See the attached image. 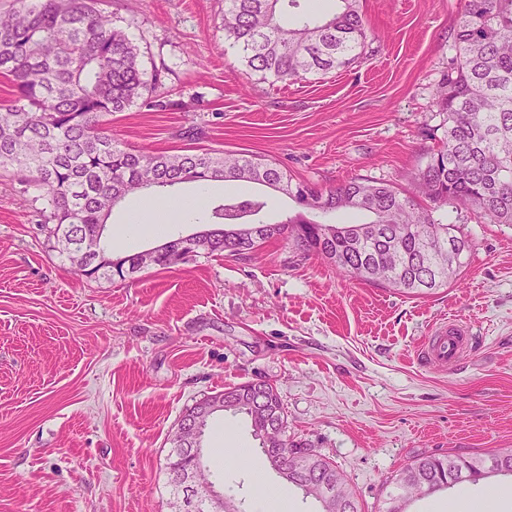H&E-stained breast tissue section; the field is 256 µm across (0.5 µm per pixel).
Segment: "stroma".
<instances>
[{"mask_svg":"<svg viewBox=\"0 0 512 512\" xmlns=\"http://www.w3.org/2000/svg\"><path fill=\"white\" fill-rule=\"evenodd\" d=\"M462 4L362 0L363 55L286 86L245 78L224 0H97L172 103L136 104L107 126L135 150L261 155L321 187L360 177L411 189L445 119L433 93ZM254 190L185 188L171 234L202 231V202ZM44 194L0 175V512H172L166 463L183 412L257 378L277 387L289 435L333 459L368 508L422 451L512 449V225L442 208L473 250L456 282L422 296L345 277L283 240L89 281L40 233ZM142 201L114 209L113 255L162 244L132 222ZM445 318L480 344L435 372L416 353ZM258 445L246 415L210 422L204 454L225 497L245 512H267L272 495L315 512Z\"/></svg>","mask_w":512,"mask_h":512,"instance_id":"1","label":"stroma"}]
</instances>
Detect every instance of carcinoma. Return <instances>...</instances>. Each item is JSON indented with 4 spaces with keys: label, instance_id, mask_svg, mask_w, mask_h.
<instances>
[{
    "label": "carcinoma",
    "instance_id": "carcinoma-1",
    "mask_svg": "<svg viewBox=\"0 0 512 512\" xmlns=\"http://www.w3.org/2000/svg\"><path fill=\"white\" fill-rule=\"evenodd\" d=\"M300 0H224V35L239 47L246 77L288 84L352 65L367 44L359 0H338L339 11L295 27L282 22L280 6ZM141 49L95 0H17L0 16V75L14 87L0 100V168L46 190L41 231L87 280L124 281L140 271L138 255L117 256L106 265L79 260L101 243L114 208L152 189L166 202L183 184L239 181L271 188L303 211L284 222L267 220L269 203L258 194L229 196L211 206L213 228L191 236L193 255L246 257L266 242L288 238L302 254L325 258L340 274L402 293L429 292L450 284L471 251V241L434 213L452 206L478 223L512 224V0H464L454 55L435 88L446 114L441 147L418 171L414 192L367 179L321 189L296 180L263 156L217 155L191 150L144 152L123 146L106 118L137 101L163 111L172 103L152 99L157 71L141 67ZM367 217L333 224L331 215ZM185 240L157 246L156 267L186 260ZM224 410L250 417L270 469L276 448L307 467L306 482L290 480L320 503L319 512H362L335 463L304 440L288 436V421L276 388L267 380L234 387ZM196 467L208 481L204 455L172 449L173 475ZM472 483L512 476V449L481 458L456 452H424L385 481L378 512H409L419 497L459 486L460 471ZM335 491L326 497L322 488Z\"/></svg>",
    "mask_w": 512,
    "mask_h": 512
}]
</instances>
